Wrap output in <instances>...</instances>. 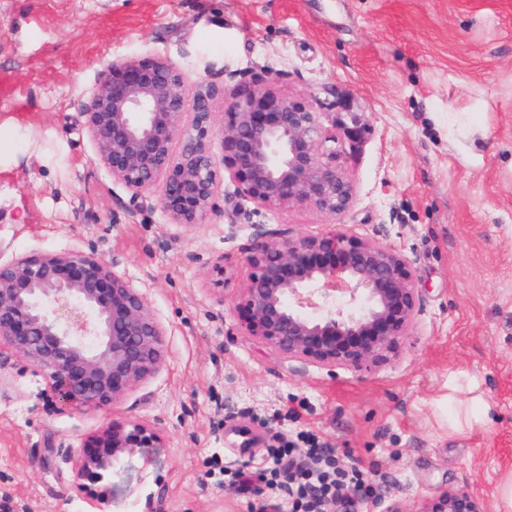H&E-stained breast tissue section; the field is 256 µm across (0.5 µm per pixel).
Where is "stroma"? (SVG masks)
Segmentation results:
<instances>
[{"label": "stroma", "instance_id": "1", "mask_svg": "<svg viewBox=\"0 0 512 512\" xmlns=\"http://www.w3.org/2000/svg\"><path fill=\"white\" fill-rule=\"evenodd\" d=\"M151 50L189 83L224 71L368 125L343 142L356 196L339 223L398 249L421 306L396 361L369 373L291 363L240 328L246 234L332 221L256 212L232 183L209 223H171L158 192L132 200L94 159L82 111L94 73ZM92 252L114 264L165 329L160 371L120 403L58 411L22 357L0 350V512H90L77 446L112 420L162 428L161 447L116 467L106 512H291L259 473L290 433L368 473L336 512H416L466 487L499 512L512 471V0H0V260ZM223 259L232 279L214 290ZM495 419L458 431L459 407ZM261 428L241 458L224 429ZM253 473L250 486L236 474Z\"/></svg>", "mask_w": 512, "mask_h": 512}]
</instances>
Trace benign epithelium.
Returning a JSON list of instances; mask_svg holds the SVG:
<instances>
[{"mask_svg": "<svg viewBox=\"0 0 512 512\" xmlns=\"http://www.w3.org/2000/svg\"><path fill=\"white\" fill-rule=\"evenodd\" d=\"M225 80L217 132L212 84L202 80L189 91L180 67L156 52L112 60L95 78L84 112L96 160L134 201L163 181L160 204L175 224L208 223L227 177L258 210L297 205L328 217L344 214L355 188L336 143L363 140L366 125L336 112L332 132L311 99L255 88L231 72ZM246 262L252 273L242 288L244 329L282 359L331 372L368 371L396 359L415 327L420 295L409 262L343 224L296 236L256 225ZM163 336L144 297L95 254L41 252L0 262V346L41 373L59 410L118 404L164 364ZM224 434L237 437L244 458L265 445V434L246 425ZM161 441L157 427L112 423L85 446L76 490L97 486V499H105L112 470L135 449ZM417 512L486 508L458 489Z\"/></svg>", "mask_w": 512, "mask_h": 512, "instance_id": "obj_1", "label": "benign epithelium"}]
</instances>
